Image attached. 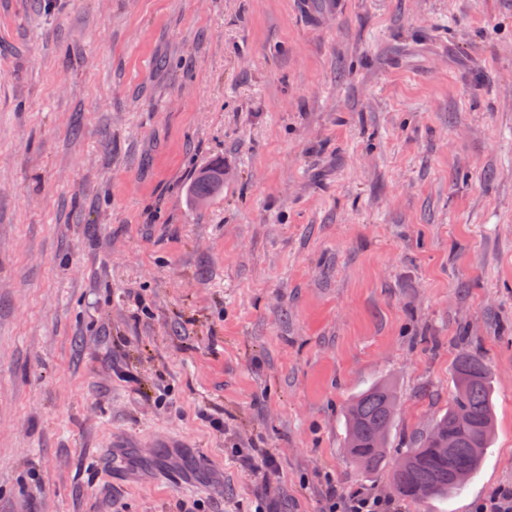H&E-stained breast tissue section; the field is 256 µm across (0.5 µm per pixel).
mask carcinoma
<instances>
[{
    "mask_svg": "<svg viewBox=\"0 0 512 512\" xmlns=\"http://www.w3.org/2000/svg\"><path fill=\"white\" fill-rule=\"evenodd\" d=\"M224 193V182L196 172L187 185L191 204ZM454 395L448 409L433 420L429 431L401 453L403 463L392 468L390 483L400 498L419 504L448 498L465 484L449 478L456 469L474 476L495 433L491 370L480 351L466 339L453 373ZM398 410V398L388 381H381L351 399L344 410L348 461L356 471H375L386 456L387 440Z\"/></svg>",
    "mask_w": 512,
    "mask_h": 512,
    "instance_id": "carcinoma-1",
    "label": "carcinoma"
}]
</instances>
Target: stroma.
I'll list each match as a JSON object with an SVG mask.
<instances>
[{"label": "stroma", "instance_id": "obj_1", "mask_svg": "<svg viewBox=\"0 0 512 512\" xmlns=\"http://www.w3.org/2000/svg\"><path fill=\"white\" fill-rule=\"evenodd\" d=\"M297 2L0 0V512L391 497L464 337L496 438L464 490L396 507L512 484V0L314 26ZM384 379L388 465L362 476L342 409ZM201 169L195 173L187 185L188 198L192 206L198 211H203L206 208H199L196 204L197 199L206 198L210 204L215 198L224 193V182L203 176ZM206 199L200 200V206L203 208L208 205Z\"/></svg>", "mask_w": 512, "mask_h": 512}]
</instances>
